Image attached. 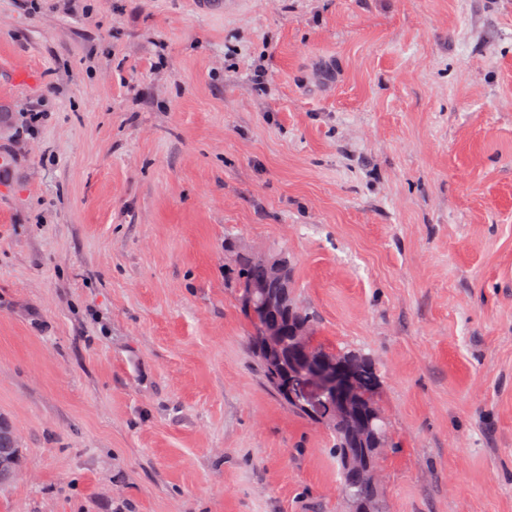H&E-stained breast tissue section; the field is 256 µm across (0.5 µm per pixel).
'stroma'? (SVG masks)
<instances>
[{
  "label": "stroma",
  "instance_id": "1",
  "mask_svg": "<svg viewBox=\"0 0 512 512\" xmlns=\"http://www.w3.org/2000/svg\"><path fill=\"white\" fill-rule=\"evenodd\" d=\"M0 157V512H349L250 349L281 250L383 512H512V0H0ZM232 270L235 279L241 287L240 296L244 290L248 289L246 287L266 280L265 268L261 264L252 261L248 254L245 253L236 254L234 259V268H232ZM262 258L272 267L276 276L282 277V273L288 268L292 288H288L285 284L283 288H278L273 283L269 284V292L281 296L283 300L282 308L273 313H263L259 311L258 320L265 322L261 324L260 333L264 336L268 346H276L279 343L281 331L279 327L273 323L266 322L268 319H276L280 321L286 329L288 326L305 325L308 329V336H305L306 346L311 350L319 353L336 354L342 357L348 364L349 372L353 382L361 394V402L358 404L356 411L360 414L367 412L370 406L377 405L375 393L379 386V375L374 367L372 360L366 354L356 350H340L337 353H330L323 347L315 345L312 337L315 331V317L313 312L303 307L294 295L293 286V267L290 270L288 261L283 256ZM19 452L9 426L0 422V486L13 479Z\"/></svg>",
  "mask_w": 512,
  "mask_h": 512
}]
</instances>
